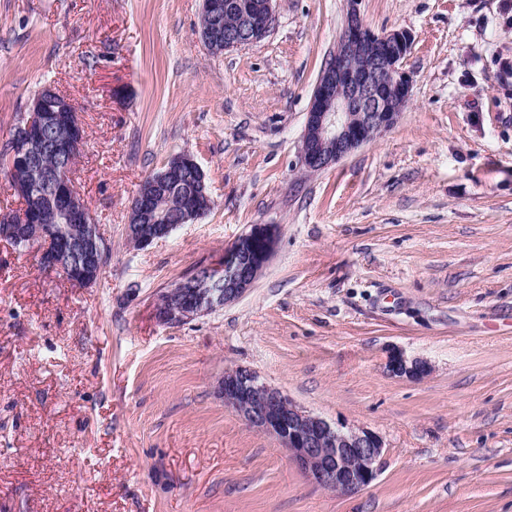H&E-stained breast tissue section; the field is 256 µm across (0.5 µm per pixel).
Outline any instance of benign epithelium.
Masks as SVG:
<instances>
[{
  "instance_id": "benign-epithelium-1",
  "label": "benign epithelium",
  "mask_w": 512,
  "mask_h": 512,
  "mask_svg": "<svg viewBox=\"0 0 512 512\" xmlns=\"http://www.w3.org/2000/svg\"><path fill=\"white\" fill-rule=\"evenodd\" d=\"M274 0H203L200 38L211 53L254 44L263 39L275 22ZM237 17L232 28L224 16ZM411 47L404 30L373 32L350 0L336 49L329 55L314 88L301 140L300 161L309 171H322L360 146L390 130L402 104L411 94V78L403 61ZM86 139L78 112L71 101L51 86L44 87L28 104L16 125L6 153V171L20 195L40 199L49 187L50 206L34 209L13 225L0 227V240L10 244L40 243L50 239L53 224L64 220L81 225L82 234L70 249L81 255L80 276L75 283L90 286L99 277L98 254L102 237L91 223V211L68 172L74 151ZM57 165L45 179L33 181L45 155ZM194 175L192 195L209 198L204 172L187 154L173 157L167 170L143 181L134 198L126 233L140 249L168 238L174 224H161L159 203L167 179L185 171ZM277 243L274 224H252L224 249V258L202 268L165 292L158 317L171 325L184 324L243 297L268 264ZM41 266L47 271L67 268L66 256L53 253ZM386 367L398 377L420 380L430 365L408 359L400 351L389 353ZM224 404L239 418L278 440L295 465L317 485L336 492L352 493L376 477L384 453V442L374 431L333 426L322 417L294 404L279 389L263 381L248 367L224 374Z\"/></svg>"
}]
</instances>
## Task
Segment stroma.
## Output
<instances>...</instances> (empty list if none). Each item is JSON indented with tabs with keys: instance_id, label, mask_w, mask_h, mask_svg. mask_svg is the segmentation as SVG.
Here are the masks:
<instances>
[{
	"instance_id": "35a3bbf8",
	"label": "stroma",
	"mask_w": 512,
	"mask_h": 512,
	"mask_svg": "<svg viewBox=\"0 0 512 512\" xmlns=\"http://www.w3.org/2000/svg\"><path fill=\"white\" fill-rule=\"evenodd\" d=\"M347 0H275L215 56L202 0H0V146L32 95L70 99L73 177L108 249L91 286L0 241V512H512V24L503 0H358L406 30L394 127L307 172L300 141ZM194 156L213 201L146 249L142 181ZM252 224L275 252L239 300L181 325L161 294ZM426 360L413 381L391 350ZM247 366L384 442L342 494L224 404ZM386 367L389 372L398 377H406L410 380H421L431 372L430 365L423 360H409L400 351L389 353Z\"/></svg>"
}]
</instances>
